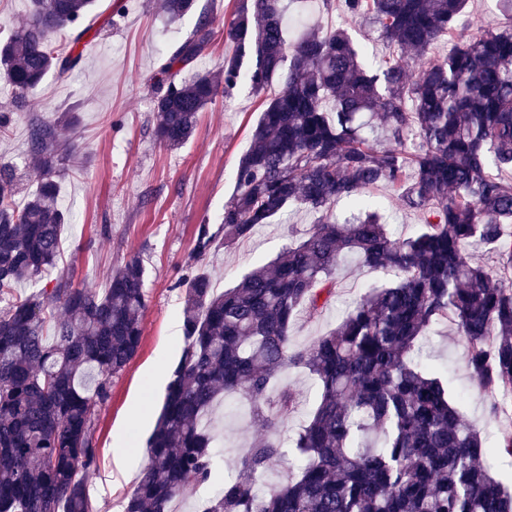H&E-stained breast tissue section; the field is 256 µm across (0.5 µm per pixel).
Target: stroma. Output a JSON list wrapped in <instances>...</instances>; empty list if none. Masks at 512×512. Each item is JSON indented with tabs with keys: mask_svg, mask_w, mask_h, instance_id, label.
Returning a JSON list of instances; mask_svg holds the SVG:
<instances>
[{
	"mask_svg": "<svg viewBox=\"0 0 512 512\" xmlns=\"http://www.w3.org/2000/svg\"><path fill=\"white\" fill-rule=\"evenodd\" d=\"M161 0H96L83 20L86 33L78 49L79 66L65 75L48 74L15 105L14 91L0 76V113L9 119L0 126V163L22 177L15 196L23 205L34 191L41 172L29 151L28 130L33 122L57 124L76 116L72 141L80 160L60 181L59 204L68 222L62 232V251L54 272L18 284L16 293L29 296L54 285L55 275L74 286L102 290L111 271L138 259L146 272L148 308L142 322L140 348L110 384V396L95 419L97 464L87 474L92 512H123L135 478L108 481L112 453L131 451L144 464L146 441L159 414L171 369L183 347L182 306L185 281L197 268H206L216 287H233L254 268L270 263L287 246L303 240L315 223V213L296 209L287 218L258 227L234 246H217L196 257L199 225L220 232L224 204L236 185L240 156L250 145L251 131L266 96L254 94L248 82L231 93H217L200 112L193 136L181 148L168 150L154 136L156 114L151 78L175 45L193 29L200 12L215 19L211 44L183 72L184 77L217 72L233 43L222 30L235 9V0H197L195 13L170 21L160 10ZM398 189L382 185L367 197L394 235L414 233L422 219L400 205ZM337 293L315 317L301 315L292 334L297 345L309 344L347 314L354 298L387 283V275L347 258L336 274ZM431 362L466 395L468 418L496 431L488 415L490 401L479 391L466 364L465 346L451 327L439 326L428 338ZM282 385L295 392L302 408L314 404L318 385L304 369H288ZM139 409L142 420L130 424L126 416ZM292 413L279 427L284 448L304 417ZM248 406L239 395L225 399L216 413L215 466L211 480L194 497L193 506L214 497L233 474L230 464L248 447L257 430L247 423Z\"/></svg>",
	"mask_w": 512,
	"mask_h": 512,
	"instance_id": "35a3bbf8",
	"label": "stroma"
}]
</instances>
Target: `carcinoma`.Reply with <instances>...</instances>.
I'll return each mask as SVG.
<instances>
[{
	"label": "carcinoma",
	"mask_w": 512,
	"mask_h": 512,
	"mask_svg": "<svg viewBox=\"0 0 512 512\" xmlns=\"http://www.w3.org/2000/svg\"><path fill=\"white\" fill-rule=\"evenodd\" d=\"M340 2L411 62L372 68L345 30L301 15L290 38L283 0H238L223 72L181 77L215 37L205 12L158 69L155 134L170 150L191 137L219 86L227 94L245 78L260 94L285 78L239 159L224 245L292 206L319 220L231 288H215L204 268L187 280L184 347L125 512H179L210 480L212 413L234 393L262 433L201 512H512L493 465L512 456V422L487 444L448 383L412 357L437 324L451 323L479 390L493 398L491 416L512 414V182L489 172L512 169V28L484 29L435 58L434 43L458 35L467 0ZM93 6L31 0L28 19L0 42V67L18 95L77 66L83 33L65 50L55 36L76 30ZM194 7L162 3L173 21ZM410 135L419 140L413 152ZM29 150L43 178L23 208L14 206L16 171L0 165V299L10 297L0 311V512H90L95 411L140 347L145 270L132 259L101 292L61 277L13 297L18 283L55 267L66 223L58 178L72 148L54 125L34 124ZM380 183L423 214L414 235L393 237L370 209L365 193ZM340 199L354 208L341 223L332 215ZM216 240L200 225L197 256ZM488 246L502 260L496 276L469 256ZM349 255L395 280L361 295L330 332L294 346V321L327 307ZM290 366L314 376L319 399L293 439L294 472L272 485L267 473L286 457L278 425L297 407L292 391L273 386Z\"/></svg>",
	"instance_id": "obj_1"
}]
</instances>
